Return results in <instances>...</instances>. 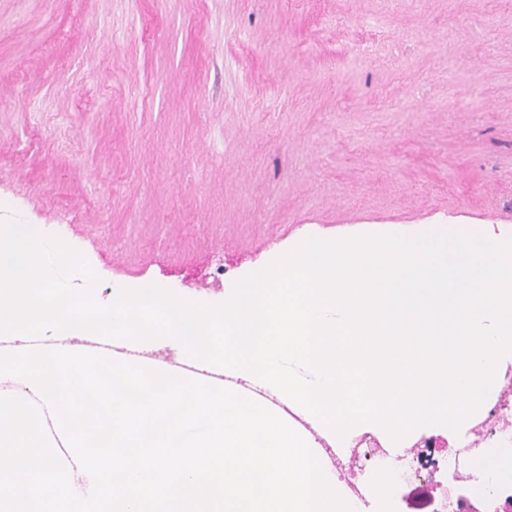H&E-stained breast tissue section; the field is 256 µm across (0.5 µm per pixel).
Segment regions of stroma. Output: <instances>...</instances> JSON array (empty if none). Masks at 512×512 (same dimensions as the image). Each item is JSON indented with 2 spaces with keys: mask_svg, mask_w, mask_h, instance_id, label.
<instances>
[{
  "mask_svg": "<svg viewBox=\"0 0 512 512\" xmlns=\"http://www.w3.org/2000/svg\"><path fill=\"white\" fill-rule=\"evenodd\" d=\"M97 300L302 234L512 226V0H0V218Z\"/></svg>",
  "mask_w": 512,
  "mask_h": 512,
  "instance_id": "obj_1",
  "label": "stroma"
}]
</instances>
